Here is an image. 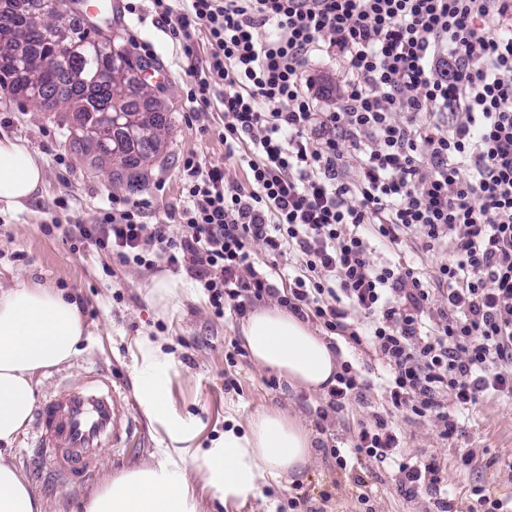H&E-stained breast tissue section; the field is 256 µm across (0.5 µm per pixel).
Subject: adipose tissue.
<instances>
[{
  "instance_id": "obj_1",
  "label": "adipose tissue",
  "mask_w": 512,
  "mask_h": 512,
  "mask_svg": "<svg viewBox=\"0 0 512 512\" xmlns=\"http://www.w3.org/2000/svg\"><path fill=\"white\" fill-rule=\"evenodd\" d=\"M43 172L29 148L0 139V203L13 208L33 197ZM240 339L254 365L291 387L322 392L336 382L337 354L301 317L276 304L249 310ZM83 317L54 288L20 284L0 292V512H46L44 499L8 461L9 447L29 422L37 401L35 378L69 363L80 352ZM138 403L170 440L158 465L123 471L95 490L84 512H198L184 468L192 460L205 485L222 502L258 493L270 480L304 473L314 441L301 420L268 410L232 423L206 449L185 447V429L167 401L168 356L160 343L142 338Z\"/></svg>"
}]
</instances>
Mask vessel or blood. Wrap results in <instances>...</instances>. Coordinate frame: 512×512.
Segmentation results:
<instances>
[{"mask_svg": "<svg viewBox=\"0 0 512 512\" xmlns=\"http://www.w3.org/2000/svg\"><path fill=\"white\" fill-rule=\"evenodd\" d=\"M138 428L126 391L96 370L79 385L60 384L56 395L40 403L33 423L46 465L69 485L89 479L102 449L126 453Z\"/></svg>", "mask_w": 512, "mask_h": 512, "instance_id": "b4317fda", "label": "vessel or blood"}]
</instances>
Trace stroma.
Here are the masks:
<instances>
[{
    "mask_svg": "<svg viewBox=\"0 0 512 512\" xmlns=\"http://www.w3.org/2000/svg\"><path fill=\"white\" fill-rule=\"evenodd\" d=\"M106 3L103 34L129 49L150 46L157 93L165 101L169 121L162 151L148 165L135 169L133 185L115 184L106 170L87 164L70 143L68 128L74 123L70 113L48 111L24 93L0 87V139L23 142L43 169V185L35 196L19 207L0 210V291L21 282L58 289L77 304L85 326L80 353L37 377L39 398L48 397L60 382L79 383L91 369L103 370L128 391H136L141 364L137 342L147 336L171 356L168 404L194 434L195 445L209 447L223 434L227 417L243 423L275 408L303 418L313 430L314 456L304 476L279 478L245 501L223 505L198 476H191L199 512H290L288 502L294 498L305 500L308 512H437L435 495L428 489L410 495L401 490L396 467L362 458L349 461L343 470L330 454L331 449L348 448L361 426L388 408L387 371L370 347L330 335L339 361L350 363L365 387L341 411H328L325 394L292 388L257 370L241 345L239 315L230 311L216 315L203 289L188 279L186 271H176L175 276L185 280L187 298L163 315L149 301L143 285L153 273L166 271L164 262L149 270L123 265L112 254L88 245L73 247L69 229L97 223L113 198L150 196L152 206L144 217L148 224L179 206L181 161L188 153L223 168L229 182L247 183L245 172L224 157V142L218 135L224 124L223 106L215 101L203 112L188 97V73L210 52L205 33H195L194 53L188 56L170 38L151 0ZM377 256L409 263L427 277L448 259L443 250L425 252L422 239L415 235L405 238L397 251L378 249ZM456 420L458 432L448 439L425 418L399 414L393 423L402 434V458L432 457L440 462L448 512H469L473 486L512 492V469L505 464L512 458V402L489 399ZM139 436V446L126 454L104 450L98 470L77 486L57 482L42 469L29 432L18 437L10 461L46 499L48 512H83L88 496L102 483L124 470L158 462L164 431L145 419ZM468 450L477 456L470 469L460 461ZM362 492L368 494V501L359 500Z\"/></svg>",
    "mask_w": 512,
    "mask_h": 512,
    "instance_id": "35a3bbf8",
    "label": "stroma"
}]
</instances>
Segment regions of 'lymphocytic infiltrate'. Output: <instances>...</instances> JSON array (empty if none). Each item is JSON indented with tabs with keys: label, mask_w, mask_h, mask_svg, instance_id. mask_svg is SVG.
<instances>
[{
	"label": "lymphocytic infiltrate",
	"mask_w": 512,
	"mask_h": 512,
	"mask_svg": "<svg viewBox=\"0 0 512 512\" xmlns=\"http://www.w3.org/2000/svg\"><path fill=\"white\" fill-rule=\"evenodd\" d=\"M152 3L185 54L206 32L211 51L189 96L203 108L220 100L225 155L248 184L227 185L192 154L181 234L144 223L142 198L76 225L74 239L128 265L186 269L219 313H245L276 290L252 244L296 259L285 306L372 345L392 375V408L432 418L443 438L457 432L455 413L511 398L512 0ZM321 54L345 74L324 112L306 77ZM409 235L447 249L433 280L375 259L376 245ZM399 446L379 415L352 452L397 463L407 490H439L434 460H399Z\"/></svg>",
	"instance_id": "lymphocytic-infiltrate-1"
}]
</instances>
